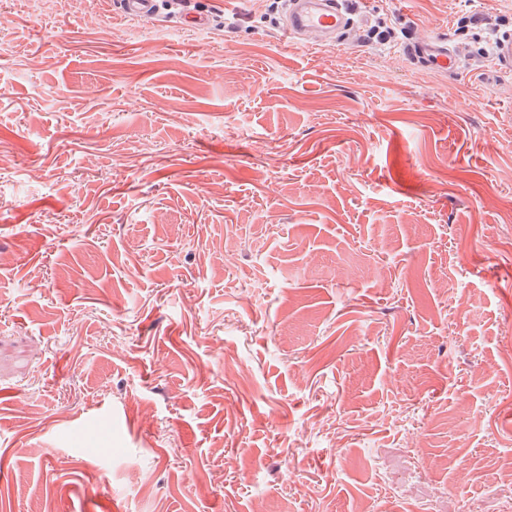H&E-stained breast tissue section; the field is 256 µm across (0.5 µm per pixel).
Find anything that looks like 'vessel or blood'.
<instances>
[{
    "label": "vessel or blood",
    "mask_w": 512,
    "mask_h": 512,
    "mask_svg": "<svg viewBox=\"0 0 512 512\" xmlns=\"http://www.w3.org/2000/svg\"><path fill=\"white\" fill-rule=\"evenodd\" d=\"M348 0H284L282 31L290 45L339 43V35L352 16ZM124 15L155 18L159 0H120ZM408 60L439 73L455 70L458 62L446 38L431 33L416 37L402 50ZM490 59L494 69L512 70V34L496 38Z\"/></svg>",
    "instance_id": "b4317fda"
}]
</instances>
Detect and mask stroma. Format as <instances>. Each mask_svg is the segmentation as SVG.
I'll return each instance as SVG.
<instances>
[{"label":"stroma","mask_w":512,"mask_h":512,"mask_svg":"<svg viewBox=\"0 0 512 512\" xmlns=\"http://www.w3.org/2000/svg\"><path fill=\"white\" fill-rule=\"evenodd\" d=\"M189 2L0 0V512H512V6ZM124 15L135 18H155L160 11L158 0H120ZM349 0H285L282 31L290 45L341 44L339 35L354 14ZM315 34L312 40L309 35ZM402 55L439 73L454 71L458 66L448 40L428 32L413 39L403 48ZM490 59L493 68L499 71L512 70V34L497 37L492 45Z\"/></svg>","instance_id":"35a3bbf8"}]
</instances>
